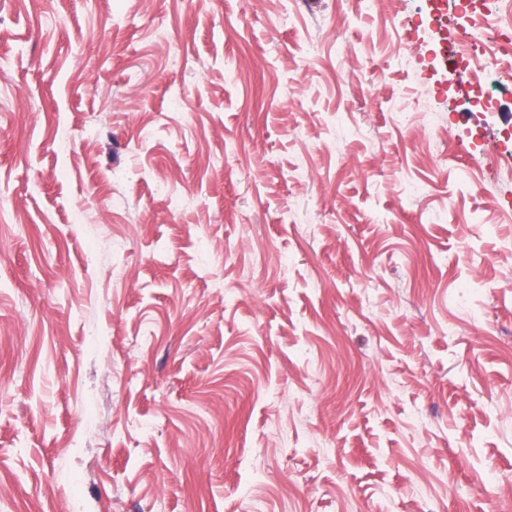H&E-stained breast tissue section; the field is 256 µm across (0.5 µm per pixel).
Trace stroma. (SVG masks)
<instances>
[{"label":"stroma","mask_w":512,"mask_h":512,"mask_svg":"<svg viewBox=\"0 0 512 512\" xmlns=\"http://www.w3.org/2000/svg\"><path fill=\"white\" fill-rule=\"evenodd\" d=\"M434 0H0V512H512V158Z\"/></svg>","instance_id":"stroma-1"}]
</instances>
